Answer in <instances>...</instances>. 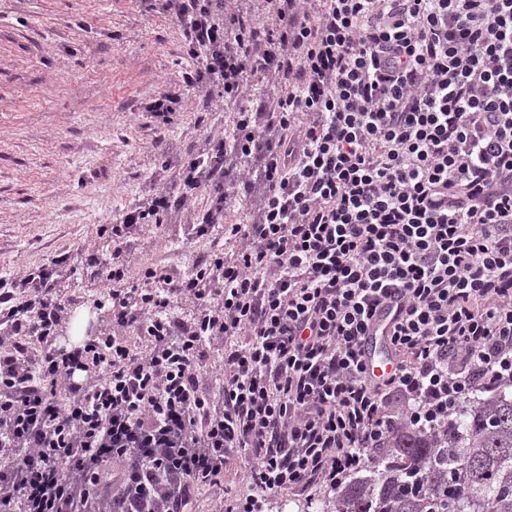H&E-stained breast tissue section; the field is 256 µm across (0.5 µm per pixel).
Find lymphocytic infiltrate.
Returning a JSON list of instances; mask_svg holds the SVG:
<instances>
[{
    "instance_id": "lymphocytic-infiltrate-1",
    "label": "lymphocytic infiltrate",
    "mask_w": 512,
    "mask_h": 512,
    "mask_svg": "<svg viewBox=\"0 0 512 512\" xmlns=\"http://www.w3.org/2000/svg\"><path fill=\"white\" fill-rule=\"evenodd\" d=\"M160 2L190 85L237 108L89 256L102 335L56 346L58 260L0 289V512H196L203 487L257 512L512 380V0ZM200 191L191 236L220 224L236 250L127 285L132 227ZM390 300L375 378L362 342ZM239 476L254 494L225 504Z\"/></svg>"
}]
</instances>
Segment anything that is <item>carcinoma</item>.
<instances>
[{"mask_svg": "<svg viewBox=\"0 0 512 512\" xmlns=\"http://www.w3.org/2000/svg\"><path fill=\"white\" fill-rule=\"evenodd\" d=\"M330 512H512V390L464 405L443 433L407 428L354 473Z\"/></svg>", "mask_w": 512, "mask_h": 512, "instance_id": "cac0c4a2", "label": "carcinoma"}]
</instances>
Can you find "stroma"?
Segmentation results:
<instances>
[{"instance_id":"stroma-1","label":"stroma","mask_w":512,"mask_h":512,"mask_svg":"<svg viewBox=\"0 0 512 512\" xmlns=\"http://www.w3.org/2000/svg\"><path fill=\"white\" fill-rule=\"evenodd\" d=\"M197 66L181 25L142 0H0V278L65 254L58 288L72 315L93 311L85 258L105 228L177 174L220 133L225 104L185 82ZM183 105L162 123L146 105L167 91ZM206 195L132 230L130 277L147 265L178 277L212 239L188 240Z\"/></svg>"}]
</instances>
